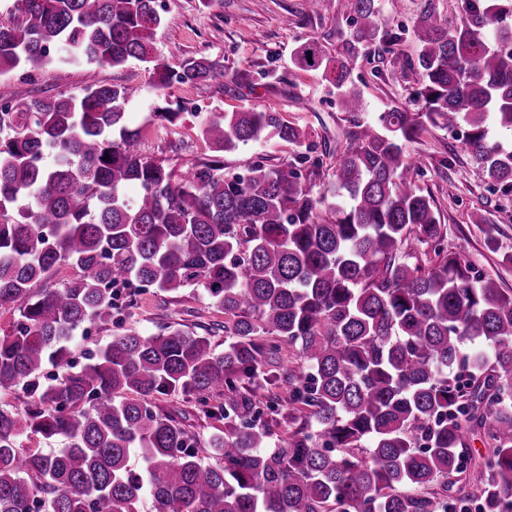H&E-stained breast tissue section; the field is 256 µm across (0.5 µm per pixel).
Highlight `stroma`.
<instances>
[{"label":"stroma","mask_w":512,"mask_h":512,"mask_svg":"<svg viewBox=\"0 0 512 512\" xmlns=\"http://www.w3.org/2000/svg\"><path fill=\"white\" fill-rule=\"evenodd\" d=\"M161 2L164 24L155 40L156 55L172 64L200 55L223 59L227 72L223 86L176 83L162 91L155 85L151 65L132 61L122 67H73L63 77L51 65L30 75L15 70L0 76V90L25 100L34 94L75 93L91 85H127L136 90L127 106L128 121L141 129L142 152L148 158L162 160L178 171L217 158L223 161L225 172L242 175L255 162L284 166L308 152L323 159L322 177L330 179L346 145L344 114L335 88L319 72L296 68L293 53L298 44L315 39L329 56H338L349 29L338 0H323L316 14L309 12L307 0ZM379 6L391 29L412 27L428 8L439 24L460 20L457 0H379ZM350 68L372 113L404 106L417 80L413 72L392 65L378 45L362 51ZM241 71L251 72L255 83H238L235 75ZM161 103L177 112L174 123L150 121L152 106ZM242 108L280 113L301 131V143L264 138L221 153L201 138L199 115ZM406 152L423 167L417 185L432 197L440 213L449 250L465 255L476 274L495 279L500 288L511 292L512 263L506 258L512 254V197H503L488 186L463 138L432 128L408 143ZM480 210L497 228V251L486 248L481 225L471 221L472 213ZM120 317V323H91L77 332L72 342L74 366H83L113 334L127 328L151 334L161 322L209 335L216 351L224 349L225 336L219 329L223 313L191 288L174 300L153 288L136 289L133 305L123 306ZM154 403L172 414L200 444H207L217 431V422L199 414L181 393L157 396Z\"/></svg>","instance_id":"35a3bbf8"}]
</instances>
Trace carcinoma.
<instances>
[{"label":"carcinoma","instance_id":"obj_1","mask_svg":"<svg viewBox=\"0 0 512 512\" xmlns=\"http://www.w3.org/2000/svg\"><path fill=\"white\" fill-rule=\"evenodd\" d=\"M447 26L424 12L415 57L379 18L378 0H339L350 31L334 59L315 40L294 64L322 71L347 122L327 186L323 162L221 160L177 172L141 153L128 124L132 90L93 85L23 101L0 93V392L31 400L0 409V512H480L512 502V292L476 276L445 246L446 229L416 184L406 144L455 132L482 175L512 195V0H459ZM158 0H12L0 21V74L80 65H152L155 84L224 85V61L172 65L153 54ZM380 44L419 71L408 105L366 116L347 60ZM223 152L266 137L299 143L277 112L202 116ZM129 183L140 188L130 201ZM487 249L496 228L480 212ZM62 265L78 275L44 288ZM175 299L187 288L224 312V351L163 327L112 336L91 363L70 365L72 336L112 322L114 286ZM61 369L43 386L47 363ZM181 391L224 423L208 448L156 395ZM297 423L273 440L271 425ZM484 453L472 457L467 438ZM33 436L59 437L52 453Z\"/></svg>","mask_w":512,"mask_h":512}]
</instances>
